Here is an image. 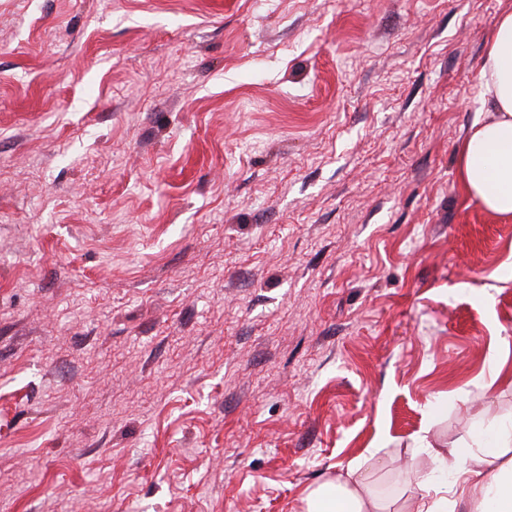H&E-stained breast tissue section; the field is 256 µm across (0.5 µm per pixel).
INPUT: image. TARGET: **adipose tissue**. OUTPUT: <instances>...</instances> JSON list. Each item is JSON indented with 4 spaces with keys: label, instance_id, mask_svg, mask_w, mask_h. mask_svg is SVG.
<instances>
[{
    "label": "adipose tissue",
    "instance_id": "adipose-tissue-1",
    "mask_svg": "<svg viewBox=\"0 0 512 512\" xmlns=\"http://www.w3.org/2000/svg\"><path fill=\"white\" fill-rule=\"evenodd\" d=\"M484 116L477 121L459 153V171L469 195L489 211L512 216V13L496 23L480 74ZM455 464L456 499L435 494V486L419 476L421 490L414 512H452L464 501L468 512H512V422L490 439L475 438L438 452ZM358 462L351 461L336 479L312 489L308 512H381L367 494Z\"/></svg>",
    "mask_w": 512,
    "mask_h": 512
}]
</instances>
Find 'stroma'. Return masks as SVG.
<instances>
[{"label":"stroma","mask_w":512,"mask_h":512,"mask_svg":"<svg viewBox=\"0 0 512 512\" xmlns=\"http://www.w3.org/2000/svg\"><path fill=\"white\" fill-rule=\"evenodd\" d=\"M512 0H0V512H389L512 420V216L459 149ZM360 464L349 461L340 467L335 480L307 494L308 512H381L375 497L366 494V484L358 475ZM344 472V473H343Z\"/></svg>","instance_id":"obj_1"}]
</instances>
